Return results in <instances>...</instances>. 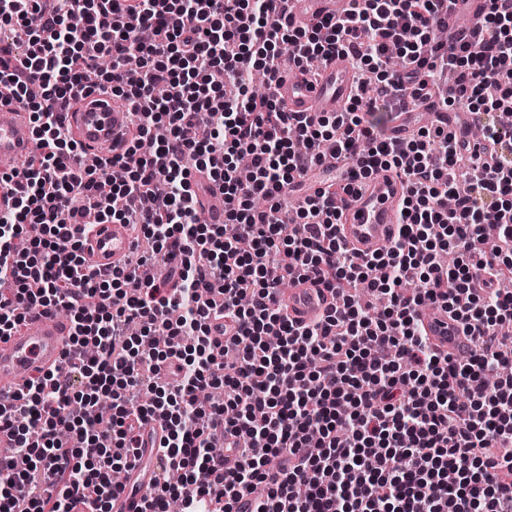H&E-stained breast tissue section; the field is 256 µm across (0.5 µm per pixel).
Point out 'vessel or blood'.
<instances>
[{
    "mask_svg": "<svg viewBox=\"0 0 512 512\" xmlns=\"http://www.w3.org/2000/svg\"><path fill=\"white\" fill-rule=\"evenodd\" d=\"M349 0H289L295 22L314 17L342 15ZM354 70L349 59L336 55L314 69H298L283 75L275 85L277 99L292 112L341 111L354 92ZM132 114L124 101L93 88L76 94L75 105L67 114L74 139L84 156L109 157L126 145V132ZM35 136L28 114L20 109L9 92L0 93V159L18 162L34 152ZM407 193L404 177L381 171L361 182L356 192L343 196L337 205L342 214L339 236L344 244L361 255L379 252L397 230L403 200ZM198 209L206 223L224 221V194L210 185L199 195ZM134 240L129 225L99 224L85 240V250L94 268H105L126 261ZM277 304L287 306L288 315L299 323L322 317L333 305L328 290L303 281L288 292L278 294ZM428 336L440 350L458 356L470 350L472 342L438 303L428 305L423 317ZM70 323L59 313L42 310L29 317L20 331L0 340V391L15 393L26 380L61 364ZM144 441L138 454L140 464L124 474L126 489L112 498V512H141L155 482L153 469L143 467L144 459L155 457L165 438L159 421L144 424Z\"/></svg>",
    "mask_w": 512,
    "mask_h": 512,
    "instance_id": "1",
    "label": "vessel or blood"
}]
</instances>
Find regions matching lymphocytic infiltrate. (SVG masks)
Returning a JSON list of instances; mask_svg holds the SVG:
<instances>
[{"label":"lymphocytic infiltrate","instance_id":"1","mask_svg":"<svg viewBox=\"0 0 512 512\" xmlns=\"http://www.w3.org/2000/svg\"><path fill=\"white\" fill-rule=\"evenodd\" d=\"M486 2L472 31L448 24L467 0H352L305 25L286 0H0V85L37 142L0 175L14 197L0 337L39 308L73 329L66 380L44 373L0 407L16 450L0 459V512H112V474L156 416L163 476L142 512H235L245 497L253 512H512V0ZM336 53L358 72L345 110L286 111L278 76ZM93 68L136 119L124 152L89 167L65 114ZM435 97L479 116L481 138L433 122L378 136V115ZM329 155L341 177L285 223L282 194ZM380 169L408 195L391 242L358 258L336 200ZM203 170L223 223L198 214ZM88 209L145 250L90 269ZM303 277L338 303L301 325L272 297ZM436 302L475 339L468 360L426 335ZM219 432L238 450L229 468Z\"/></svg>","mask_w":512,"mask_h":512}]
</instances>
